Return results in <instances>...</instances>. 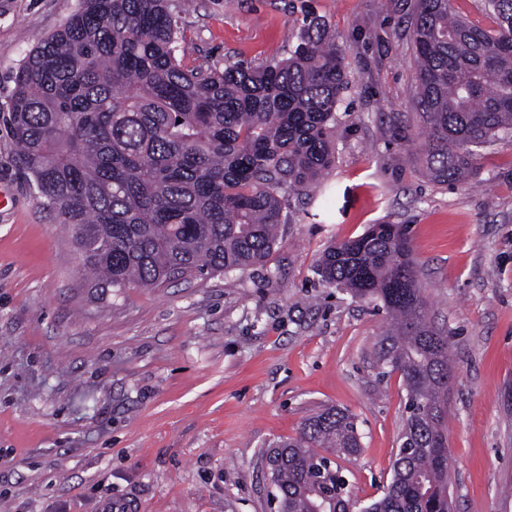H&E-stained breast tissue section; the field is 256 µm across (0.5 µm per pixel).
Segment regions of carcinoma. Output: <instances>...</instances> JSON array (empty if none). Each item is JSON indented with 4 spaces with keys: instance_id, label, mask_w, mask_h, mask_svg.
Listing matches in <instances>:
<instances>
[{
    "instance_id": "carcinoma-1",
    "label": "carcinoma",
    "mask_w": 512,
    "mask_h": 512,
    "mask_svg": "<svg viewBox=\"0 0 512 512\" xmlns=\"http://www.w3.org/2000/svg\"><path fill=\"white\" fill-rule=\"evenodd\" d=\"M490 30L451 0L409 14L424 163L437 183L477 175L475 149L512 137V0H483ZM181 0H79L22 61L9 106L20 166L73 232L87 286L155 288L264 267L290 196L336 163V111L349 84L326 22L304 23L288 57L188 69ZM318 272L383 308L382 366L401 373L406 419L384 495L358 506L331 454L359 453L356 418L334 406L262 452L276 512H451L448 336L428 320L401 224L331 245Z\"/></svg>"
}]
</instances>
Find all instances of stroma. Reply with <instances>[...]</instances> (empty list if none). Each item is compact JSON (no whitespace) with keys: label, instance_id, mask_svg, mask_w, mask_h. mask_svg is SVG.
Returning a JSON list of instances; mask_svg holds the SVG:
<instances>
[{"label":"stroma","instance_id":"obj_1","mask_svg":"<svg viewBox=\"0 0 512 512\" xmlns=\"http://www.w3.org/2000/svg\"><path fill=\"white\" fill-rule=\"evenodd\" d=\"M78 0H0V512H269L260 455L328 406L355 415L338 457L360 503L379 498L405 421L381 374L385 311L322 281L318 259L371 224L406 225L421 292L450 344L454 512H512V139L479 176L424 174L408 0H190L186 68L287 57L322 18L350 84L326 194L290 197L267 267L97 298L72 232L18 164L3 117L15 75Z\"/></svg>","mask_w":512,"mask_h":512}]
</instances>
